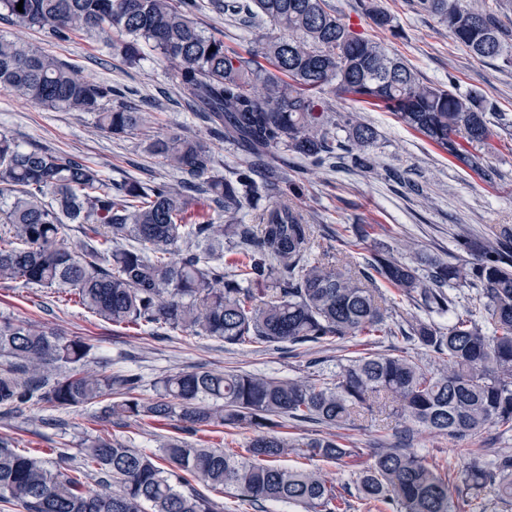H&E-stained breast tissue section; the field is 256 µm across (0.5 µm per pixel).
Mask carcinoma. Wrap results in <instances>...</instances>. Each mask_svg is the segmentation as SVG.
Instances as JSON below:
<instances>
[{
  "instance_id": "carcinoma-1",
  "label": "carcinoma",
  "mask_w": 512,
  "mask_h": 512,
  "mask_svg": "<svg viewBox=\"0 0 512 512\" xmlns=\"http://www.w3.org/2000/svg\"><path fill=\"white\" fill-rule=\"evenodd\" d=\"M23 3V11L16 6ZM248 12L279 35L242 54L197 25L196 0H0V16L66 39L81 31L109 38L113 52L140 60L147 47L214 133L255 157L276 159L284 149L321 168L340 160L371 168L377 142L372 126L336 112L325 93L390 112L459 163L492 180L493 171L463 147L490 136L493 102L478 92L425 85L405 61L357 33L326 0H251ZM455 43L479 60L512 64V31L490 9L462 0H416ZM372 24L397 34L381 0H360ZM215 51H210V48ZM0 88L26 102L87 112L113 135L130 134L142 113L105 102L112 88L89 81L55 55L0 36ZM145 151L180 174L177 183L126 180L114 186L71 154L16 144L0 133V280L69 290L77 303L114 325L164 324L175 330L279 350L356 336H393L386 282L426 314L448 316V328L414 319L401 331L411 345L442 361L430 368L406 351L365 352L332 374L277 379L246 371H180L155 384L144 400L137 378L86 374L93 344L62 338L30 323L0 319V408L21 412L39 404L97 405L105 416L175 418L194 434L212 424L254 431L246 454L169 439L156 453L98 438L80 458L100 475L101 491L37 453H20L0 438V501L26 512H215L194 488L200 479L261 505L286 503L297 512H348L349 503L322 475L317 461H340L354 449L326 436H283L288 420L343 426L369 412L404 417L408 433L427 430L457 438L495 427L512 431V237H464L459 256L420 259L415 266L379 244L364 263L349 251L317 257L314 225L281 200L284 177L268 163L260 174L247 164L225 177L200 139L177 133L151 140ZM202 188L224 223H189ZM245 208L256 223H238ZM67 224L89 234L77 247ZM138 246L126 247L125 241ZM240 258L224 267V244ZM477 289L458 308L447 289ZM295 448L311 464H279ZM459 473L463 505L454 501L438 465L409 447L383 446L356 477L371 512H486L488 498L512 503V455L489 463L474 452ZM114 490H109V486Z\"/></svg>"
}]
</instances>
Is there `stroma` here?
Here are the masks:
<instances>
[{
    "instance_id": "1",
    "label": "stroma",
    "mask_w": 512,
    "mask_h": 512,
    "mask_svg": "<svg viewBox=\"0 0 512 512\" xmlns=\"http://www.w3.org/2000/svg\"><path fill=\"white\" fill-rule=\"evenodd\" d=\"M194 19L206 32L225 44L246 50L256 39L274 35L270 24L250 25L216 12L210 0H197ZM344 22L363 36L383 42L391 53L413 67L424 83L455 82L461 91H477L498 110L491 121V136L481 148L486 165L496 172L493 181L463 166L423 136L403 125L394 115L360 110L358 105L334 99L336 111L360 113L378 133L372 151L371 171L340 165L306 171L290 153L276 160L289 179L301 186L300 195L284 193L283 201L301 211L316 227L319 249H338L367 232L371 240L393 249L417 243L419 253H405L409 262L419 255L446 258L457 254L456 236L494 237L512 228V67L498 60L479 61L458 47L445 28L429 15L414 10L412 0H382L394 16L398 36L378 30L361 14L357 0H327ZM0 35L17 38L56 55L87 80L107 84L114 99L126 101L145 114L132 134L113 137L98 126L94 114L52 111L25 103L0 89V133L21 146L73 154L100 170L114 183L129 179L176 182L179 175L145 150L148 138L167 132L203 139L210 146L217 169L231 175L244 160L236 146L215 138L206 123L186 105L168 69L156 54L144 51L137 64L112 53L105 38L77 33L61 40L46 30L0 21ZM0 317L54 329L66 337L90 339L94 353L88 372L137 375L144 399L155 396V382L172 372L238 369L271 377L307 374L310 361L335 371L344 359L360 352L391 353L403 349L402 337L388 336L378 344L356 337L329 344H303L283 353L258 345L235 346L208 336H193L173 329L150 326H115L93 317L86 309L58 300L54 288L0 281ZM94 406L57 408L40 404L23 414L0 412V437L16 448L38 451L55 461L57 449L72 450V466H80L76 450L98 437L124 442L145 452L157 451L162 440L182 436V424L111 417L100 421ZM404 424L397 417L368 414L353 424L330 428L323 424H289L295 437L333 434L355 455L340 463H322V473L350 503L349 512H365L353 482L355 473L369 462L375 448L395 442ZM412 446L428 460L447 466L454 496L463 493L458 478L464 449H476L485 460L512 453V432L485 431L460 440L427 432L416 434Z\"/></svg>"
}]
</instances>
